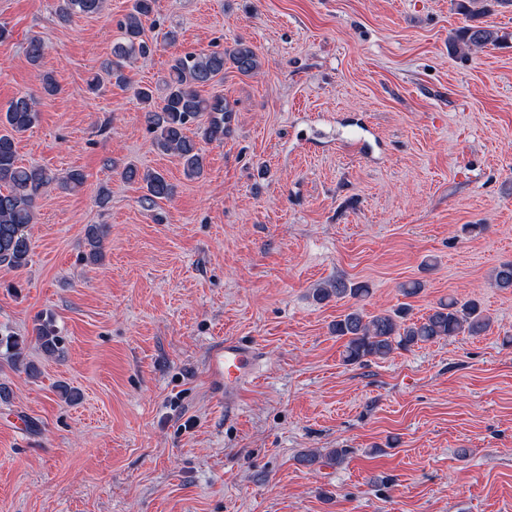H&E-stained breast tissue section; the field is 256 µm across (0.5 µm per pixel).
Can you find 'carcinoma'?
Instances as JSON below:
<instances>
[{
  "label": "carcinoma",
  "mask_w": 512,
  "mask_h": 512,
  "mask_svg": "<svg viewBox=\"0 0 512 512\" xmlns=\"http://www.w3.org/2000/svg\"><path fill=\"white\" fill-rule=\"evenodd\" d=\"M152 3L153 0H133L130 12L120 23L121 38L112 49V60L103 68L107 79L119 87L130 83L125 62L138 56L146 58L153 52V45L142 38V19L152 13ZM103 6L104 0H57L55 14L59 21L68 22L78 15L96 16ZM460 9L466 24L452 39L454 50L482 49L498 42V33L478 22L485 12L482 0H462ZM228 63L243 75H250L259 68L255 49L238 40L224 52H186L174 57L169 68L167 93L159 102L154 101L150 89H137L139 100L146 106L145 119L153 133V145L161 152L177 157L184 175L190 180L199 178L204 169L202 149L188 135L190 126L205 115L207 124L198 127L197 136L209 142L224 140V123L231 108L221 96H202L200 88L224 75ZM39 118L37 100L32 95L12 99L0 113V266L12 270L28 265L32 246L27 229L34 223L38 198L54 183L63 189H74L84 182V176L78 170L59 178L42 167L19 162L16 138L31 129ZM123 178L141 185L144 190L141 203L150 209L160 207V202L171 199L175 192L173 184L157 170L142 171L129 165L123 171ZM107 236L108 227L103 224H91L87 228V260L91 264L102 263ZM493 284L502 290L512 289V263L502 264L495 270ZM369 293L370 288L365 283H350L338 278L314 289L312 298L323 303L333 298H362ZM489 327L490 318L477 302L450 298L416 320L408 318V307L404 304L376 314L353 308L332 324L331 331L337 338L345 340L343 362L353 365L369 358L385 359L396 350H407L461 333L480 336ZM33 332L47 355L58 353L62 336L52 320L40 321ZM24 345L25 340L19 336H0V348L6 349L11 365L22 366L27 374L33 375L37 369L25 361ZM347 453L346 448H334L323 455L310 452L307 457L311 463L324 458L326 463L337 465Z\"/></svg>",
  "instance_id": "carcinoma-1"
}]
</instances>
